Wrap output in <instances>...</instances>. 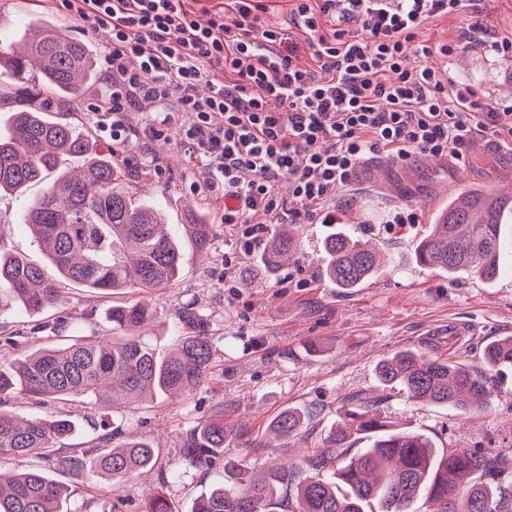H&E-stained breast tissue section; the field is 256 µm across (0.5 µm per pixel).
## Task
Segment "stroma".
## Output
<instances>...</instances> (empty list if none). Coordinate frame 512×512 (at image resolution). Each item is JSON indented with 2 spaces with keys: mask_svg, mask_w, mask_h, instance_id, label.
<instances>
[{
  "mask_svg": "<svg viewBox=\"0 0 512 512\" xmlns=\"http://www.w3.org/2000/svg\"><path fill=\"white\" fill-rule=\"evenodd\" d=\"M430 61L448 68L454 80L477 86L487 98L512 104V61L494 57L479 42L450 58L433 54ZM100 88L97 82L86 84L68 120L82 124L98 145L114 152L129 191L156 204L169 223H190L194 211L202 210L217 230L206 257L186 247L177 281L152 296L162 321L144 329L141 338L167 352L178 329L176 312L192 302L210 322L216 354L208 380L196 390L113 409L109 421L118 440H141L158 448L159 462L152 470L111 489L90 471L46 462V469L72 492L66 512L84 506L90 512H141L160 491L175 512H189L197 496L223 480L225 457L243 456L261 469L301 460L321 447L320 432L340 422L345 398L355 394L377 399L396 428L422 434L437 448H490L512 456V369L490 376L489 406L472 415L410 402L401 391L381 385L376 375L380 360L403 350L450 356L479 370L484 345L512 336L511 272L487 282L467 273L450 277L412 260L414 238L450 195L477 185L512 188V155L490 156L465 168L442 165L429 154L406 160L374 155L329 207L331 223L299 225V246L288 265L275 278L246 285L240 273L252 255L240 250L233 231L222 224L221 202L192 190L196 169L187 146L172 130L162 138L112 141L101 132L98 115L87 110ZM41 191L36 184L0 201V248L39 263L44 257L21 217ZM401 210L416 213V223H393ZM339 227L375 242L385 256L382 272L364 287L339 288L320 274L322 242ZM228 265L234 271L229 282L224 279ZM62 297L58 308L38 315L0 300V336H25L14 357L53 345L44 321L77 309L91 313L83 335H109L106 316L117 296L67 286ZM6 407L25 417L72 420L77 431L65 440L68 448L90 447L99 434V410L80 399L39 402L17 395ZM289 407L311 414L315 433L309 439L272 438L270 421ZM218 409L228 425L244 430V438L227 443L223 456L210 466L180 463L187 434ZM174 463L180 466L176 477L170 473Z\"/></svg>",
  "mask_w": 512,
  "mask_h": 512,
  "instance_id": "35a3bbf8",
  "label": "stroma"
}]
</instances>
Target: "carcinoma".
Segmentation results:
<instances>
[{"mask_svg": "<svg viewBox=\"0 0 512 512\" xmlns=\"http://www.w3.org/2000/svg\"><path fill=\"white\" fill-rule=\"evenodd\" d=\"M34 24L38 38L14 54L0 52V90L28 82V65L34 62L38 85L51 92V99L14 112L8 133L0 135V193L45 182L23 221L55 275L0 248V295L39 314L58 305L65 284L100 293L168 287L182 267L180 239L205 253L213 244L215 225L179 224L170 231L160 210L129 192L113 154L100 153L88 132L48 116L74 111L81 88L98 77V56L62 26L42 17ZM69 157L84 159L80 173L66 174L62 162ZM511 218L512 194L471 186L438 208L429 232L413 244L414 260L450 275L467 272L493 280L504 269L505 226ZM296 244L293 230L281 226L256 255V266L276 275ZM323 256V275L338 288H359L382 270L378 247L343 230L325 239ZM176 316L183 331L174 349L160 356L139 339L158 312L141 301L114 305L110 340L77 336L69 344L1 361L0 398L15 392L36 401L86 397L106 413L192 391L210 373L213 338L192 304ZM89 318L90 313L78 310L53 323V329L78 330ZM484 364L489 372L512 368V337L489 343ZM377 376L385 387H400L414 403L464 414L487 408L486 376L456 361L399 351L378 363ZM99 428L98 442L71 449L59 459L61 467L89 469L116 486L155 466L158 453L152 445L115 442L104 417ZM303 428V414L290 408L269 423V430L284 440L299 436ZM73 433L66 418H25L0 410V455L50 458ZM236 437L219 409L187 436L180 456L207 466ZM355 439L368 440L369 447L353 449ZM323 443L306 457L308 475L296 485L292 468L257 470L237 458L224 459V481L196 499L190 512H412L423 497L432 512H512L511 490L497 497L475 481L477 475L512 471L511 457L490 448L440 451L427 437L395 428L363 397L349 402L343 425L329 429ZM292 485L295 506L288 498ZM69 496L68 485L40 468L0 471V512H62Z\"/></svg>", "mask_w": 512, "mask_h": 512, "instance_id": "1", "label": "carcinoma"}]
</instances>
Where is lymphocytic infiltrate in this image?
Segmentation results:
<instances>
[{
    "mask_svg": "<svg viewBox=\"0 0 512 512\" xmlns=\"http://www.w3.org/2000/svg\"><path fill=\"white\" fill-rule=\"evenodd\" d=\"M288 28L264 19L263 0H49L90 34L104 33L102 90L93 106L113 141L136 131L140 103L156 107L149 134L176 130L199 177L225 199L221 221L241 249L269 224H313L384 150L459 154L475 134L512 142V107L428 65V19L474 0H291ZM306 48L308 63L297 52ZM208 95H199V85ZM291 174L287 194L278 183ZM261 212L269 223H252Z\"/></svg>",
    "mask_w": 512,
    "mask_h": 512,
    "instance_id": "f902f5d3",
    "label": "lymphocytic infiltrate"
}]
</instances>
